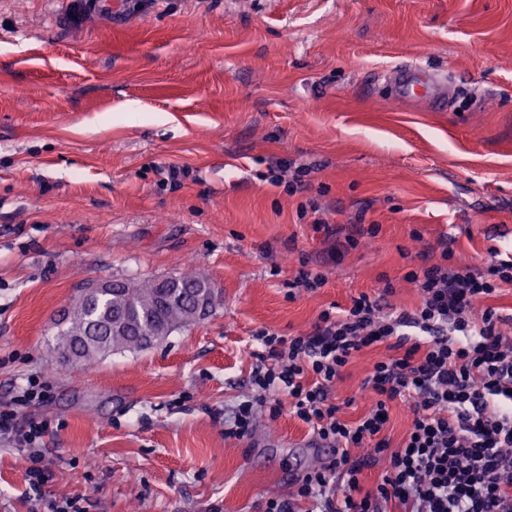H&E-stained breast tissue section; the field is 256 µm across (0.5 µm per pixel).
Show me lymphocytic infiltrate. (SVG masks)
<instances>
[{
  "label": "lymphocytic infiltrate",
  "instance_id": "obj_1",
  "mask_svg": "<svg viewBox=\"0 0 512 512\" xmlns=\"http://www.w3.org/2000/svg\"><path fill=\"white\" fill-rule=\"evenodd\" d=\"M406 278L418 290L414 311L387 312L388 283L377 297L323 310L307 334L255 333L259 395L239 405L226 436L248 435L262 406L274 418L289 411L333 450L295 495L268 500L265 512H512V319L473 310L477 297L512 285V259L494 256L475 270L445 248L440 262ZM377 344L390 355L362 382L371 406L344 421L333 390L353 356ZM397 399L412 420L393 449L385 430ZM47 431L0 411V441L31 448ZM376 466L380 482L363 491L361 474Z\"/></svg>",
  "mask_w": 512,
  "mask_h": 512
}]
</instances>
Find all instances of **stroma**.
Wrapping results in <instances>:
<instances>
[{"label": "stroma", "mask_w": 512, "mask_h": 512, "mask_svg": "<svg viewBox=\"0 0 512 512\" xmlns=\"http://www.w3.org/2000/svg\"><path fill=\"white\" fill-rule=\"evenodd\" d=\"M446 75L417 110L389 78ZM311 166L307 191L266 181ZM189 167L180 185L169 166ZM315 201L328 230L299 219ZM376 237L331 262L357 215ZM483 267L512 250V0H0V410L28 377L51 476L26 496L28 450L0 444V512H263L318 467L308 425L257 411L225 436L251 382L253 333L312 331L383 281L413 310L422 256ZM308 259L328 282L289 296ZM194 268L211 312L143 350L61 364L57 334L90 279ZM385 346L349 362L343 416Z\"/></svg>", "instance_id": "obj_1"}]
</instances>
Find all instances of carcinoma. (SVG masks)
<instances>
[{
	"instance_id": "carcinoma-1",
	"label": "carcinoma",
	"mask_w": 512,
	"mask_h": 512,
	"mask_svg": "<svg viewBox=\"0 0 512 512\" xmlns=\"http://www.w3.org/2000/svg\"><path fill=\"white\" fill-rule=\"evenodd\" d=\"M153 281L125 279L114 283L101 298H83L76 305L70 326L59 332L63 350L76 352L86 364L114 349H144L201 318L199 303L213 308L214 293L197 271L172 278L158 289Z\"/></svg>"
}]
</instances>
